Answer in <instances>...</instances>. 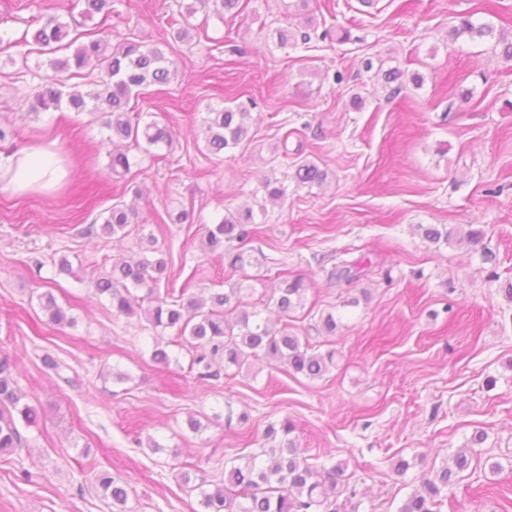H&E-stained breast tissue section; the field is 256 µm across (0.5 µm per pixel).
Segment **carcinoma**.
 <instances>
[{"label": "carcinoma", "mask_w": 512, "mask_h": 512, "mask_svg": "<svg viewBox=\"0 0 512 512\" xmlns=\"http://www.w3.org/2000/svg\"><path fill=\"white\" fill-rule=\"evenodd\" d=\"M80 16L91 19L96 15L108 18L112 14V0H78ZM179 16L170 24L171 31H163L159 40L146 42L130 33L115 45L112 32L106 29L78 30V22L62 20L55 15L39 19L40 26L31 34L16 37L0 30V50L33 45L47 55L50 73L41 77L35 87L31 111L48 112L67 107L74 112H86L107 132L103 144L119 140L126 151L112 150V174L125 181L123 192L140 194L133 186L129 152H150L151 149L171 151L174 145L168 124L152 119L141 120L140 113L130 106L131 99L149 86H165L178 75L176 61L167 54L171 41L188 39L194 25L190 19L199 10L211 12L217 18L235 19L244 10L242 0H191L177 2ZM450 35L457 39L493 36V27L475 25L468 19L453 27ZM74 76H86L88 90L70 92L67 81ZM251 113L237 106L208 107L201 120L205 149L221 158L225 153L244 149L249 140ZM327 173L313 162L296 165L293 179L298 185H322ZM288 174L269 177L263 182L266 203L276 204L286 195ZM99 235L105 238L118 234L129 235L128 227L139 224V214L132 206L120 202L112 204L99 214ZM255 213L251 208L228 211L221 220L206 229L202 245L212 254L227 256L230 269L236 271L252 265L248 249L256 234ZM422 236L433 244H448L454 231L441 225H418ZM169 261L158 246L155 235L148 237V246L130 260H118L109 270L98 272L95 294L105 296L112 313L127 318L139 317L156 330L174 332L172 342H186L190 355V369L201 379L216 377L220 369L242 367L250 360L265 359L288 366L296 374L310 379L323 377L335 366L336 351L319 352L308 342H302L288 325L289 313L305 304L306 291L302 279L283 274L278 287L267 299L247 304L242 283L227 282V288L215 291L209 298H199L186 291L179 296L161 293L158 285L168 278ZM40 304L57 324H72L66 311L60 307L49 290L39 295ZM274 305L281 314L276 324L264 316V310ZM22 395L17 383L0 364V451L22 446L21 433L15 416L31 425L37 419L36 410L21 404ZM295 426L288 420L270 423L263 431L260 451L224 463V476L211 483L194 486L200 497V512H319L336 489L341 468L308 462L296 440L291 437ZM471 457L462 450L455 454L452 466H444L432 478L422 481L423 491L406 498L398 512H440L448 489L456 477L469 469ZM92 484L103 496L112 500L118 512L128 490L121 480L108 473H95Z\"/></svg>", "instance_id": "1"}]
</instances>
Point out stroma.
<instances>
[{
	"label": "stroma",
	"instance_id": "1",
	"mask_svg": "<svg viewBox=\"0 0 512 512\" xmlns=\"http://www.w3.org/2000/svg\"><path fill=\"white\" fill-rule=\"evenodd\" d=\"M114 8L86 28L150 41L173 0ZM79 12L76 0H0V24L18 37L33 18ZM464 18L512 35V0H378L371 9L247 0L231 27L197 13L193 40L171 52L176 80L136 103L175 131L173 155L138 154L139 199L113 178L102 129L87 114L28 110L33 81L17 73L42 56L14 63L0 52V125L14 132L0 143V164L33 145L70 164L56 186L25 193L0 175V361L37 411L20 428L22 447L0 453V512H112L90 483L92 467L127 484L126 512H197L193 485L220 479L225 460L257 450L264 428L286 418L305 456L341 465L334 497L347 512H397L484 432L440 512H502L512 496V301L502 293L512 281V62L494 40L450 38ZM278 27L309 40L278 50L266 38ZM394 67L422 85L392 92L377 75ZM228 99L250 106L252 138L244 153L205 158L201 119ZM304 159L328 178L289 186L284 203L268 206L254 242L259 267L235 273L203 251L208 226L256 205L264 177ZM119 194L147 221L168 207L192 210L193 223L158 235L170 287L205 296L236 278L253 302L278 272L303 278L305 306L290 324L311 345L335 349V368L312 380L257 360L201 381L186 350L154 363V343L171 333L113 315L94 294L95 268L139 251L137 235L108 241L90 230ZM422 224L483 229L484 246L432 244ZM485 248L493 262L482 261ZM60 257L70 271L54 266ZM352 264L362 265L360 278L336 281V269ZM47 290L69 324L50 321L39 301ZM328 311L341 318L332 336L315 330ZM47 354L68 365L72 384L58 383ZM151 438L159 450L147 448ZM398 459L409 464L401 476Z\"/></svg>",
	"mask_w": 512,
	"mask_h": 512
}]
</instances>
